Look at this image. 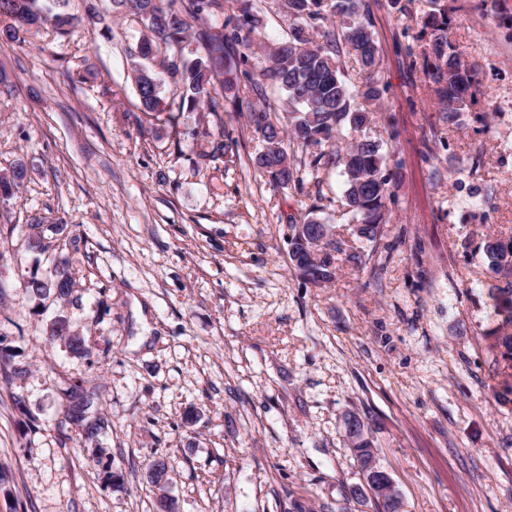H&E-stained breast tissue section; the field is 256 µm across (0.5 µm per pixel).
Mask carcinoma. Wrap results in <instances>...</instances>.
I'll return each instance as SVG.
<instances>
[{"label":"carcinoma","mask_w":512,"mask_h":512,"mask_svg":"<svg viewBox=\"0 0 512 512\" xmlns=\"http://www.w3.org/2000/svg\"><path fill=\"white\" fill-rule=\"evenodd\" d=\"M35 0H0V36L16 42L25 28L54 24L60 34L70 33V16L64 13L42 14L34 9ZM288 12L299 11L297 23L288 37L276 43L268 53L269 66L253 76L239 69L234 53L238 47H249L252 34L259 24L256 6L226 21L221 27L208 25V19L224 13V0H113L116 8L140 18L150 37L143 40L141 53L148 57L164 48L173 53L164 58V70L182 91L192 110L202 104H213L217 96L226 92L239 97L242 90L257 87L266 78L274 81L288 99V132L280 134L264 111L248 113L255 132L262 134L264 150L257 156L258 166L267 170L280 182L295 181L292 166L295 149L306 150L333 144L348 127L360 130L373 122V113L361 109L357 100H380L383 86L380 58L371 23L361 8L362 0H284ZM438 8L430 11L423 21L425 71L436 85L442 119L456 123L467 111L468 92L476 79L475 70L461 59L448 40L451 19L447 6L441 0H432ZM331 16L343 19L340 30L323 32L324 41L316 43L310 30L316 23ZM193 38L199 52H185L184 43ZM353 57L361 71L366 73L360 85L345 80L338 65L341 53ZM136 89L146 112L159 111L162 81L157 74L140 70ZM385 158L382 146L370 137L358 138L344 153L320 152L310 162L313 170L325 162L342 166L346 205L361 224L359 235L367 242L377 241L379 226L385 223L387 200L390 199V175L384 173ZM25 180L24 166L15 165L9 174L0 176V191L4 199L14 197ZM321 221L311 218L303 222L302 231L288 238L294 251L301 253ZM491 266L498 271H512V248L495 238H488L483 246ZM336 257L328 251L311 264L308 274L313 280H331L329 267ZM32 297L43 300L44 295L65 299L72 293L73 279L62 261L53 280L47 282L33 276L26 285ZM93 405L92 395L76 385L67 395L65 416L75 424L88 420ZM358 468H363L374 457L372 440L365 437L350 445Z\"/></svg>","instance_id":"cac0c4a2"}]
</instances>
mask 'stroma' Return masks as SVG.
<instances>
[{
	"label": "stroma",
	"mask_w": 512,
	"mask_h": 512,
	"mask_svg": "<svg viewBox=\"0 0 512 512\" xmlns=\"http://www.w3.org/2000/svg\"><path fill=\"white\" fill-rule=\"evenodd\" d=\"M254 2L257 73L259 43L293 18ZM445 2L478 71L455 124L423 67L430 0H363L384 85L367 134L394 178L374 243L353 232L341 167L310 173L298 151L302 184L275 183L231 98L192 110L167 77L160 116L144 113L135 69L161 60L142 59L146 26L110 0H68L67 36L46 24L0 41V175L28 170L0 202V512H154L163 494L178 512H374L350 495V413L403 512H512V404L497 399L512 368L493 345L512 321L483 251L487 235L512 240V0ZM311 215L362 264L305 279L288 237ZM63 260L71 296L36 302L27 280ZM58 318L88 356L51 336ZM77 383L92 436L64 416Z\"/></svg>",
	"instance_id": "stroma-1"
}]
</instances>
